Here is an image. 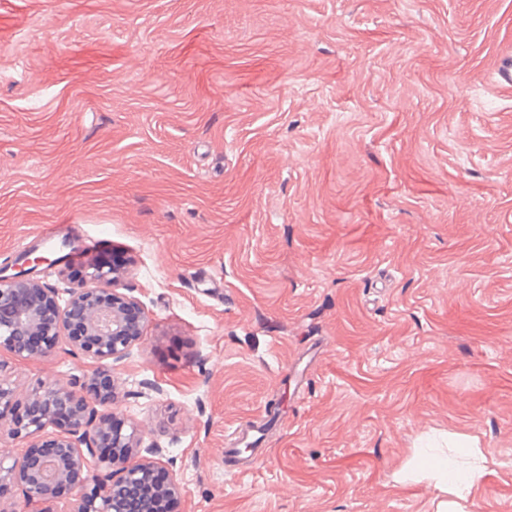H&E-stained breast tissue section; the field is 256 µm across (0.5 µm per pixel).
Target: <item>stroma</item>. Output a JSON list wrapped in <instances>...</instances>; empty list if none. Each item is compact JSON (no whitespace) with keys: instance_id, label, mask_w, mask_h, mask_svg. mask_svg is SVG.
I'll use <instances>...</instances> for the list:
<instances>
[{"instance_id":"1","label":"stroma","mask_w":512,"mask_h":512,"mask_svg":"<svg viewBox=\"0 0 512 512\" xmlns=\"http://www.w3.org/2000/svg\"><path fill=\"white\" fill-rule=\"evenodd\" d=\"M509 48L512 0H0V269L121 258L112 410L179 512H434L406 473L448 432L487 457L465 512H512ZM279 409L241 473L225 438Z\"/></svg>"}]
</instances>
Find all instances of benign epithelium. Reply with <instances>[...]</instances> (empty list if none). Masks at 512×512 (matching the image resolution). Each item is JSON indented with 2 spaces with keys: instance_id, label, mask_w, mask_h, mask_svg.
<instances>
[{
  "instance_id": "benign-epithelium-1",
  "label": "benign epithelium",
  "mask_w": 512,
  "mask_h": 512,
  "mask_svg": "<svg viewBox=\"0 0 512 512\" xmlns=\"http://www.w3.org/2000/svg\"><path fill=\"white\" fill-rule=\"evenodd\" d=\"M133 309L137 301L119 291L106 266L91 268L63 290L22 274L0 275V353L34 360L62 349L94 364L119 362L141 338V322L128 318ZM96 382L94 373L41 382L21 400L15 384L0 377V415L11 416V435L32 437L65 421L52 443L0 458V501L18 489L30 512L49 500L68 502L71 512H127L126 489L139 485L146 488L142 512H167L169 501L179 506L172 474L152 482L164 470L158 460L163 449L140 448L136 432L112 429V412L89 407L91 398L113 400Z\"/></svg>"
}]
</instances>
